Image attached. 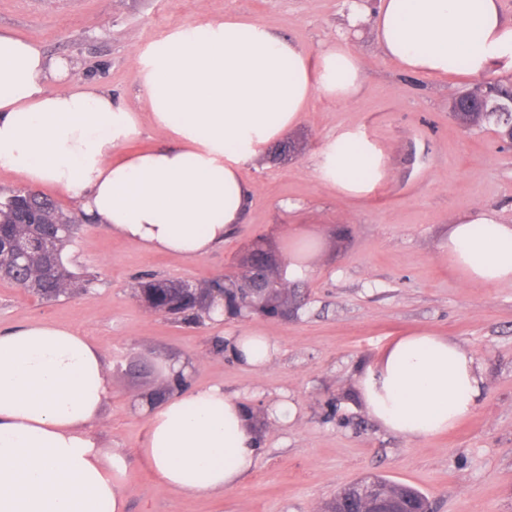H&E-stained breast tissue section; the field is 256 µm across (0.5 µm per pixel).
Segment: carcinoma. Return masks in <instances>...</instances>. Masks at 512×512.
Here are the masks:
<instances>
[{
    "label": "carcinoma",
    "instance_id": "carcinoma-1",
    "mask_svg": "<svg viewBox=\"0 0 512 512\" xmlns=\"http://www.w3.org/2000/svg\"><path fill=\"white\" fill-rule=\"evenodd\" d=\"M464 100L452 101L453 118L466 128L493 123L502 132L512 126V112H500L497 105L512 97V84L488 82L478 96L467 91ZM76 216L65 212L51 197L33 190H15L0 200V276L13 281L18 287L42 299L51 301L75 289L87 290L97 276L71 270L65 261L64 250L77 235ZM28 243L24 258L15 259L6 248L10 242ZM275 283L272 288L256 291L244 276H226L212 279L197 287L194 303L184 320L200 323L209 316L212 305L207 296L212 289L224 291V311L235 317H273L290 308L299 312L305 294L298 288L288 287L283 278V266H274L265 273ZM147 293L163 299L167 304L179 302L174 284L165 279L149 278L141 282L136 293ZM377 484L389 488L395 508L428 506L426 498L415 488L376 477ZM362 482L353 481L340 488L326 505V512H361L366 503Z\"/></svg>",
    "mask_w": 512,
    "mask_h": 512
}]
</instances>
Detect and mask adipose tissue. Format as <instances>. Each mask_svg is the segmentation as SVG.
I'll use <instances>...</instances> for the list:
<instances>
[{
  "label": "adipose tissue",
  "mask_w": 512,
  "mask_h": 512,
  "mask_svg": "<svg viewBox=\"0 0 512 512\" xmlns=\"http://www.w3.org/2000/svg\"><path fill=\"white\" fill-rule=\"evenodd\" d=\"M377 44L406 72L481 77L512 66V23L499 0H378ZM144 101L169 142L121 161L140 118L109 92L72 79V64L0 32V169L49 186L130 244L193 260L242 223L251 186L243 168L297 127L312 95L354 99L362 64L347 39L310 56L252 19L203 17L137 55ZM339 194L370 193L387 161L346 129L318 157ZM448 261L468 283L512 282V224L488 215L448 229ZM229 354L255 371L279 347L245 328ZM165 399L141 397L148 431L140 454L158 481L186 495L240 486L257 462L249 412L222 386L191 387L185 359L164 362ZM484 378L459 343L427 329L394 340L358 379L378 424L421 442L471 414ZM111 393L101 349L72 327L32 323L0 336V512H126L125 455L93 431Z\"/></svg>",
  "instance_id": "1"
}]
</instances>
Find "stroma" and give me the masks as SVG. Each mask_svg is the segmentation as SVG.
<instances>
[{
    "mask_svg": "<svg viewBox=\"0 0 512 512\" xmlns=\"http://www.w3.org/2000/svg\"><path fill=\"white\" fill-rule=\"evenodd\" d=\"M348 33L344 0H0V31L50 57L79 63V80L140 111L141 131L124 153L165 142L143 113L137 47L207 15L257 19L309 54L347 35L363 68L349 101L316 95L279 145L246 165L254 188L243 223L223 247L198 259L153 252L83 223L65 253L74 270L97 273L86 293L46 301L0 278V335L33 322L76 327L102 348L111 395L94 432L127 456V512H323L343 485L369 474L411 485L431 512H512V283L476 286L448 263V226L485 212L512 224V147L495 127L470 131L449 115L471 77L438 79L400 70L378 49L374 14ZM361 129L382 149L387 178L359 198L341 197L316 173L328 138ZM321 241L303 279L298 319L227 318L186 327L149 312L136 297L141 277L200 284L242 272L254 241L288 250L292 225ZM267 331L278 359L255 372L226 352L241 328ZM427 328L468 350L484 377L473 412L449 433L413 443L381 429L357 391L360 374L400 335ZM192 360L191 383L223 386L262 421L257 464L219 495H184L160 484L139 453L147 416L134 399L162 389L157 365ZM287 401L295 415L273 418Z\"/></svg>",
    "mask_w": 512,
    "mask_h": 512,
    "instance_id": "35a3bbf8",
    "label": "stroma"
}]
</instances>
